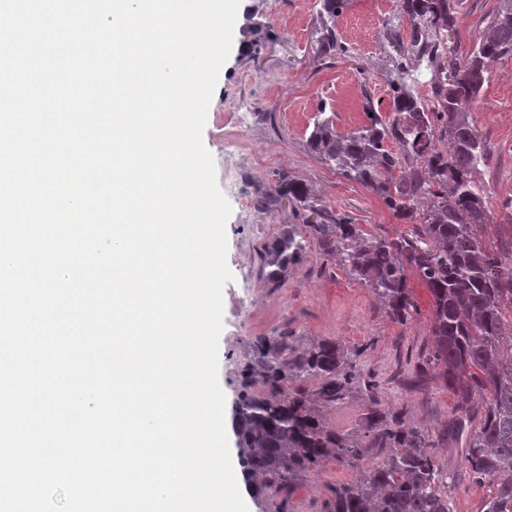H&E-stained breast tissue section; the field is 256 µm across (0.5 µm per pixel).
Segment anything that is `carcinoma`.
<instances>
[{
	"label": "carcinoma",
	"instance_id": "cac0c4a2",
	"mask_svg": "<svg viewBox=\"0 0 512 512\" xmlns=\"http://www.w3.org/2000/svg\"><path fill=\"white\" fill-rule=\"evenodd\" d=\"M311 50L318 60L351 57L337 29L349 0H316ZM456 0H400L397 21L385 34L396 52L390 71L388 111L364 91L366 124L339 134L325 109L315 115L307 149L346 179L371 188L397 221L419 220V232L388 237L366 233L330 208L305 183L280 177L257 191L254 208L268 214L287 202L302 218L284 224L258 255V273L277 288L310 245L370 288L391 321L405 325L417 312L411 281L431 298L433 344L425 364L458 399L460 416L448 431L462 458L493 490L481 512H512V210L508 231L482 234L494 215L481 168L486 139L470 109L489 82L494 63L512 62V0H500L482 34L466 49L448 46L457 25ZM430 72V95L415 96L408 82ZM254 362L242 375L234 432L246 479L259 492L288 502L298 476L333 455L360 470L337 487L326 512H456L444 488L431 429L402 412L371 406L364 429L343 435L330 429L315 406L330 408L349 393L350 353L326 338L296 351L289 336H258ZM311 377L313 391L299 386ZM265 392L257 394V381ZM296 383L293 392L288 384ZM483 393L488 400L477 402ZM382 463L363 466L373 449Z\"/></svg>",
	"mask_w": 512,
	"mask_h": 512
}]
</instances>
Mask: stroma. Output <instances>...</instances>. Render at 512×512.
<instances>
[{"instance_id": "obj_1", "label": "stroma", "mask_w": 512, "mask_h": 512, "mask_svg": "<svg viewBox=\"0 0 512 512\" xmlns=\"http://www.w3.org/2000/svg\"><path fill=\"white\" fill-rule=\"evenodd\" d=\"M400 0H350L338 30L351 58L321 62L311 49L315 0H241L233 45L222 66L208 109L203 142L215 161L217 184L232 213L226 224L227 264L232 282L223 291L219 339V384L226 411H233L241 371L254 360L255 337L288 333L296 349L331 337L358 354L357 373L343 403L324 410L327 425L344 434L361 430L370 405L406 410L431 428L437 460L447 471L448 495L458 512H481L489 485L473 479L460 454L443 437L457 415L455 394L435 372H421L431 346L430 297L415 286L417 312L406 326L391 322L366 286L339 268L317 247L288 270L280 287L259 278L257 256L284 224L296 223L290 207L265 216L252 204L255 189L278 175L308 182L332 209L344 212L368 233L411 234L367 186L346 180L308 152L305 139L318 109L332 116L338 132L365 123L364 93L388 108L389 59L383 25L395 18ZM498 0H458V24L451 40L469 46L480 21ZM471 116L491 150L481 179L494 207L512 203V63L494 67ZM236 480L248 512H324L334 487L353 483L356 468L326 459L303 474L288 500L256 494L249 486L236 436L228 438Z\"/></svg>"}]
</instances>
